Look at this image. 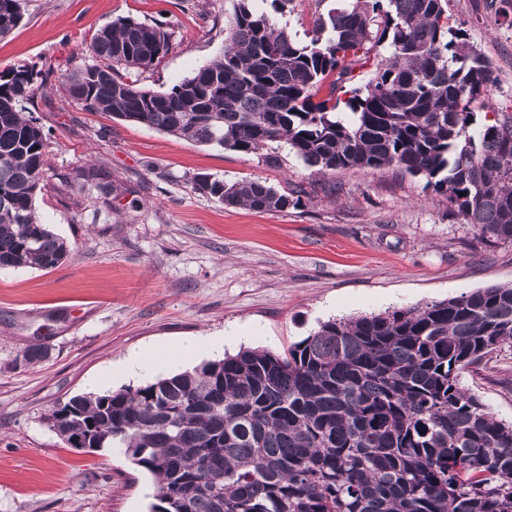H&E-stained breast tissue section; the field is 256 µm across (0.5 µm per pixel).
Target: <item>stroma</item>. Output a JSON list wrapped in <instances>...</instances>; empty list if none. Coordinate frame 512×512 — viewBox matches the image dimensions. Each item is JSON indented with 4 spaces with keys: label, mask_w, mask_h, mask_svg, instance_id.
Here are the masks:
<instances>
[{
    "label": "stroma",
    "mask_w": 512,
    "mask_h": 512,
    "mask_svg": "<svg viewBox=\"0 0 512 512\" xmlns=\"http://www.w3.org/2000/svg\"><path fill=\"white\" fill-rule=\"evenodd\" d=\"M342 0H293L277 16L299 43ZM0 40V71L83 64L81 48L121 17L160 22L169 49L139 86L169 91L223 53L235 0H24ZM491 62L494 85L470 109L512 112V27L483 0H448ZM50 135L43 223L70 246L59 266L0 272V512H151L153 478L120 448L81 453L43 421L129 353L164 355L180 339L238 330L241 347L281 353L332 319L377 314L512 284V244H489L448 213L445 196L395 169L315 174L286 144L244 155L85 111L53 88L33 113ZM108 175L98 195L86 176ZM259 179L300 206L257 212L196 190L197 179ZM49 349L38 363L24 352ZM238 347V348H241ZM238 348L229 347V354ZM463 385L512 423V346Z\"/></svg>",
    "instance_id": "35a3bbf8"
}]
</instances>
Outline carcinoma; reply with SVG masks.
Segmentation results:
<instances>
[{"instance_id": "obj_1", "label": "carcinoma", "mask_w": 512, "mask_h": 512, "mask_svg": "<svg viewBox=\"0 0 512 512\" xmlns=\"http://www.w3.org/2000/svg\"><path fill=\"white\" fill-rule=\"evenodd\" d=\"M253 0H236L224 53L170 92L127 76L169 47L159 24L122 18L94 32L91 62L64 74L88 112L243 154L284 143L315 173L395 167L450 212L512 243V112L477 124L489 60L448 0H350L306 44ZM512 26V0H484ZM22 0H0V38ZM388 48L357 85L353 62ZM50 66L0 72V270L51 269L70 254L40 220L47 137L31 116ZM347 108L350 118L338 116ZM259 212L301 199L258 179L195 182ZM512 343V285L423 306L328 320L282 354L222 360L53 405L64 443L122 448L154 478L151 512H512V424L462 384Z\"/></svg>"}]
</instances>
